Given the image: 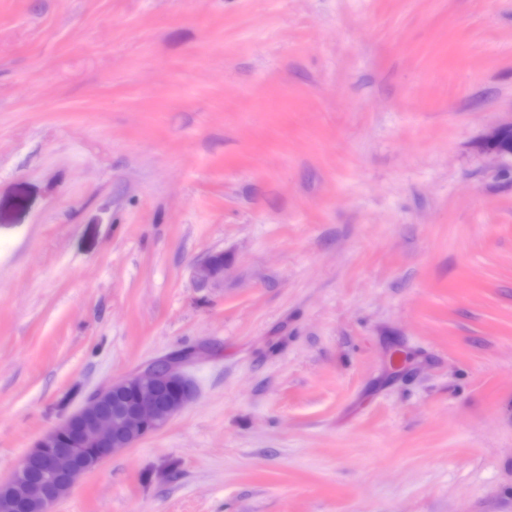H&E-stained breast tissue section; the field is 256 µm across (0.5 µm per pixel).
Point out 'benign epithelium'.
<instances>
[{
  "mask_svg": "<svg viewBox=\"0 0 512 512\" xmlns=\"http://www.w3.org/2000/svg\"><path fill=\"white\" fill-rule=\"evenodd\" d=\"M223 272L224 265L210 258L197 275L206 283ZM192 358L185 353L147 362L89 395L77 411L37 441L12 478L0 484V494L31 484L37 512H50L79 476L157 432L185 407L193 395L185 372Z\"/></svg>",
  "mask_w": 512,
  "mask_h": 512,
  "instance_id": "benign-epithelium-1",
  "label": "benign epithelium"
}]
</instances>
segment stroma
I'll return each instance as SVG.
<instances>
[{
  "label": "stroma",
  "mask_w": 512,
  "mask_h": 512,
  "mask_svg": "<svg viewBox=\"0 0 512 512\" xmlns=\"http://www.w3.org/2000/svg\"><path fill=\"white\" fill-rule=\"evenodd\" d=\"M509 119L512 0H0V481L190 351L54 512H512Z\"/></svg>",
  "instance_id": "1"
}]
</instances>
